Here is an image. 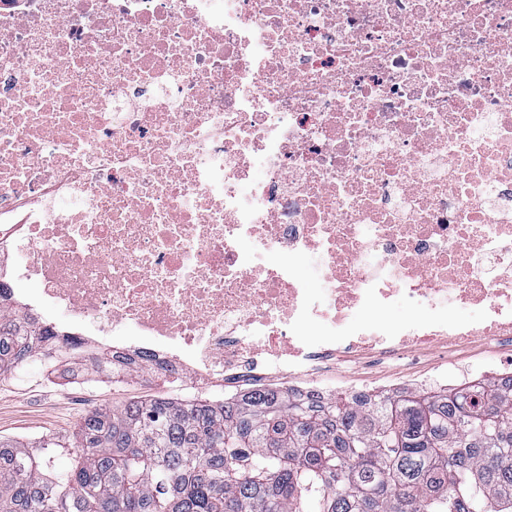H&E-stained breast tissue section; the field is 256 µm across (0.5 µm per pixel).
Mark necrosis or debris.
<instances>
[{
    "label": "necrosis or debris",
    "mask_w": 512,
    "mask_h": 512,
    "mask_svg": "<svg viewBox=\"0 0 512 512\" xmlns=\"http://www.w3.org/2000/svg\"><path fill=\"white\" fill-rule=\"evenodd\" d=\"M0 267L199 388L511 379L512 0H0ZM406 363V359H394L388 364H372L370 367H364L356 362L358 372L355 373V375H351L346 384L351 385L358 383L359 379L366 378L368 376L375 377L374 379L376 381H394L407 374L405 367Z\"/></svg>",
    "instance_id": "1"
}]
</instances>
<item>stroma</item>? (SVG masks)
<instances>
[{
    "label": "stroma",
    "instance_id": "35a3bbf8",
    "mask_svg": "<svg viewBox=\"0 0 512 512\" xmlns=\"http://www.w3.org/2000/svg\"><path fill=\"white\" fill-rule=\"evenodd\" d=\"M15 296L31 305L36 315L64 333L84 335L79 320L38 301V285L31 280L11 278ZM79 363L47 374L40 362L28 364L20 373L0 378V437H18L36 442L41 436L70 434L84 413L85 404H123L153 397L186 398V389L147 373L137 379L115 383L106 375L78 378Z\"/></svg>",
    "mask_w": 512,
    "mask_h": 512
}]
</instances>
